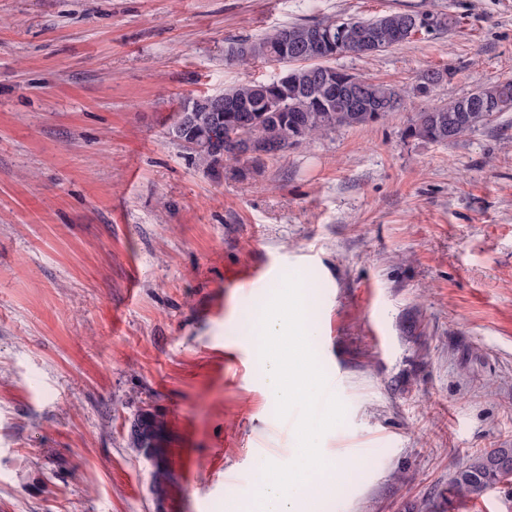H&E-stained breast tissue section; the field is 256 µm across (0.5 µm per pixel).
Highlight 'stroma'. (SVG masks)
Here are the masks:
<instances>
[{"instance_id":"stroma-1","label":"stroma","mask_w":512,"mask_h":512,"mask_svg":"<svg viewBox=\"0 0 512 512\" xmlns=\"http://www.w3.org/2000/svg\"><path fill=\"white\" fill-rule=\"evenodd\" d=\"M437 10L460 25L339 67L407 91L364 127L238 179L168 129L273 66L229 42L300 19ZM0 512H224L298 449L246 335L283 277L345 417L356 476L316 512H405L512 447V112L443 145L415 112L512 78V0H0ZM453 70L431 99L420 76ZM262 284L231 286L245 266ZM163 416L171 480L130 440Z\"/></svg>"}]
</instances>
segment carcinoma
I'll return each mask as SVG.
<instances>
[{
  "label": "carcinoma",
  "mask_w": 512,
  "mask_h": 512,
  "mask_svg": "<svg viewBox=\"0 0 512 512\" xmlns=\"http://www.w3.org/2000/svg\"><path fill=\"white\" fill-rule=\"evenodd\" d=\"M458 20L438 11H393L373 19H301L274 27L260 37L236 40L224 51L228 62L278 63L286 68L269 81H246L224 89V99L245 105L243 112H192L183 127L174 122L170 138L190 151L198 167L210 172L233 166L228 173L244 178L277 159L275 150H288L317 135L341 128L363 127L385 119L403 106L401 92L331 62L347 55L368 57L410 41L455 30ZM451 77L448 69L428 70L413 94L429 98ZM512 112V79L480 85L467 95L415 113L405 136L450 144ZM221 119L224 143L220 153L212 144L213 125ZM166 430L156 413L137 416L132 434L138 453L154 461L156 497L166 492L171 475L162 447ZM512 480V448H491L475 454L439 494L432 512H447L448 495L480 496Z\"/></svg>",
  "instance_id": "cac0c4a2"
}]
</instances>
